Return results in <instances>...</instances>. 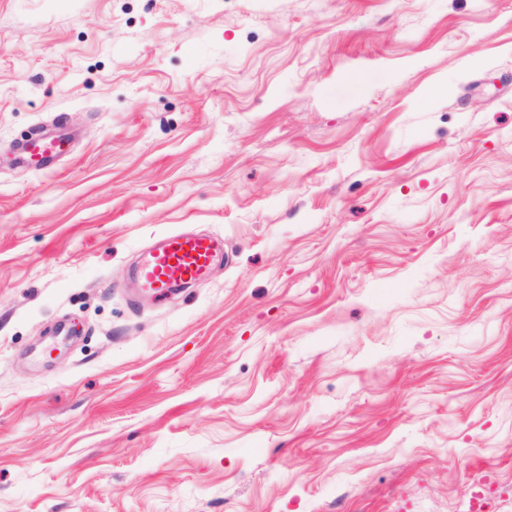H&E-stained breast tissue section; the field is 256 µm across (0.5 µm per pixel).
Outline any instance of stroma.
<instances>
[{
	"label": "stroma",
	"mask_w": 512,
	"mask_h": 512,
	"mask_svg": "<svg viewBox=\"0 0 512 512\" xmlns=\"http://www.w3.org/2000/svg\"><path fill=\"white\" fill-rule=\"evenodd\" d=\"M171 231L221 252L157 301ZM487 484L512 512V0H0V512ZM68 146L66 138L60 135H45L35 132L19 149V157L24 164L36 169H48L63 155Z\"/></svg>",
	"instance_id": "35a3bbf8"
}]
</instances>
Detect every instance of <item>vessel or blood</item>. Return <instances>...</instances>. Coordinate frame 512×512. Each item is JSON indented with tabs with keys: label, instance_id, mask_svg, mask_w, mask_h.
<instances>
[{
	"label": "vessel or blood",
	"instance_id": "1",
	"mask_svg": "<svg viewBox=\"0 0 512 512\" xmlns=\"http://www.w3.org/2000/svg\"><path fill=\"white\" fill-rule=\"evenodd\" d=\"M66 138L35 132L19 149L24 164L46 169L63 155ZM215 254V242L206 235H166L162 245L146 253L136 269L140 288L156 296H164L176 284L202 281L208 275Z\"/></svg>",
	"mask_w": 512,
	"mask_h": 512
}]
</instances>
